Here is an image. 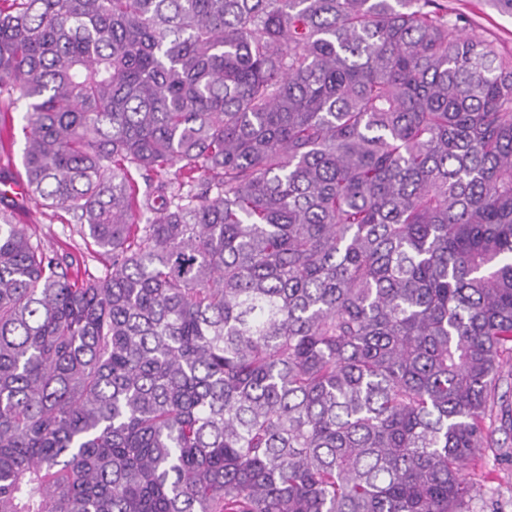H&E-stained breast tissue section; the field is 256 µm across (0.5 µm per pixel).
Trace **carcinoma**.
<instances>
[{"label": "carcinoma", "mask_w": 512, "mask_h": 512, "mask_svg": "<svg viewBox=\"0 0 512 512\" xmlns=\"http://www.w3.org/2000/svg\"><path fill=\"white\" fill-rule=\"evenodd\" d=\"M436 0H0V512H465L512 356V56ZM174 169L173 177L159 174ZM22 113L13 112L12 116L14 118L13 123L15 126V134H16V143L8 154L0 153V176L1 177H15L21 178L22 169V150L24 147V137L21 130L22 121H21ZM8 201L14 207L17 220L30 224L32 231L45 245L72 253L80 263L82 274L85 272V277L105 275L112 263L111 256L94 245L88 246L78 231L79 225L73 224L70 214L60 208H42L25 196Z\"/></svg>", "instance_id": "cac0c4a2"}]
</instances>
